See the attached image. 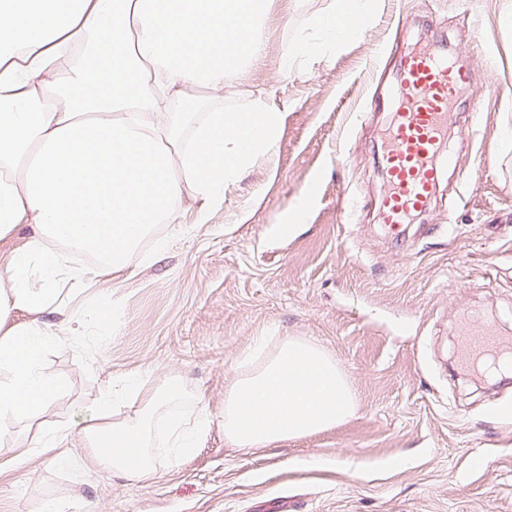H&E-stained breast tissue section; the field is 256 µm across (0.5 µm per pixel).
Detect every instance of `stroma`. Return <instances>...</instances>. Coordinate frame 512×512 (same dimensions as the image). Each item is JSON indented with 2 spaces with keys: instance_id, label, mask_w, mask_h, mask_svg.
I'll list each match as a JSON object with an SVG mask.
<instances>
[{
  "instance_id": "1",
  "label": "stroma",
  "mask_w": 512,
  "mask_h": 512,
  "mask_svg": "<svg viewBox=\"0 0 512 512\" xmlns=\"http://www.w3.org/2000/svg\"><path fill=\"white\" fill-rule=\"evenodd\" d=\"M329 0H289L267 20L264 56L213 102L284 112L271 155L200 214L192 194L170 241L144 245L121 287L102 283L112 314L103 341L64 337L43 367L55 400L36 417L0 421V440L31 447L20 466L0 451V512H512V375L469 370L458 356L461 314L477 308L512 336V0H377L358 34L327 57L283 70L282 57ZM447 47L466 67L441 164L448 186L391 241L377 218L384 191L380 131L401 56ZM304 336L329 351L358 399L335 428L244 451L224 438V387L254 336ZM145 388L176 375L212 415L195 452L149 478L96 466L80 434L60 466L34 451L40 434L72 423L126 374Z\"/></svg>"
}]
</instances>
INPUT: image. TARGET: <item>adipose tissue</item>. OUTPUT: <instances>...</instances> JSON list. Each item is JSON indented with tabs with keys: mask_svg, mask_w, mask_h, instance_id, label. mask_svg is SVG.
<instances>
[{
	"mask_svg": "<svg viewBox=\"0 0 512 512\" xmlns=\"http://www.w3.org/2000/svg\"><path fill=\"white\" fill-rule=\"evenodd\" d=\"M373 0H330L316 38L300 36L282 59L326 55L354 35ZM273 0H0V239L30 226L0 282V415L26 419L51 403L57 378L42 367L60 339L43 319L58 284L87 300L100 277L127 278L144 243L165 252L156 228L173 222L184 193L204 206L273 150L284 121L263 103L209 112L206 100L263 53L260 27ZM80 61L58 86L34 72L58 56ZM205 90L206 99L188 88ZM95 255L72 266L69 249ZM24 322H14L16 313ZM128 375L78 420L103 469L141 480L191 455L212 416L182 379L167 377L128 407Z\"/></svg>",
	"mask_w": 512,
	"mask_h": 512,
	"instance_id": "1",
	"label": "adipose tissue"
}]
</instances>
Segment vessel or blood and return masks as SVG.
<instances>
[{"mask_svg":"<svg viewBox=\"0 0 512 512\" xmlns=\"http://www.w3.org/2000/svg\"><path fill=\"white\" fill-rule=\"evenodd\" d=\"M464 77V70L441 51L420 48L401 60L398 99L382 152L386 189L379 202L380 222L392 240H400L406 225L431 206L443 173L439 156L449 126L458 119L452 106ZM459 351L477 364L511 353L512 339L470 313L459 332Z\"/></svg>","mask_w":512,"mask_h":512,"instance_id":"1","label":"vessel or blood"}]
</instances>
